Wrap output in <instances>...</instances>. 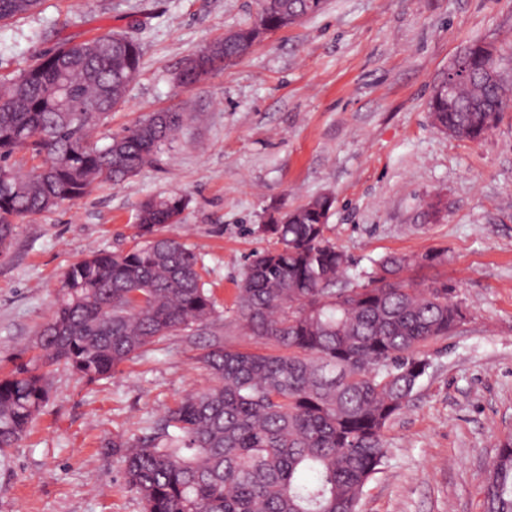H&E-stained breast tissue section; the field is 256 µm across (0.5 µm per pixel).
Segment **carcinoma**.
<instances>
[{
    "mask_svg": "<svg viewBox=\"0 0 512 512\" xmlns=\"http://www.w3.org/2000/svg\"><path fill=\"white\" fill-rule=\"evenodd\" d=\"M41 0H0V23ZM325 0H262L256 22L188 56L183 87L224 59L241 56L282 14L317 15ZM142 48L113 32L64 39L27 69L0 82V252L17 221L73 202L96 185L138 174L175 142L187 113L153 112L100 147L90 133L125 101ZM466 72L450 97L432 94L434 126L477 141L508 105L495 60L476 42L458 56ZM34 161L22 173L17 155ZM187 206L172 194L138 210V241L127 251L92 252L59 281L55 310L26 362L0 373V451L30 429L50 397V368L64 363L88 381L175 333L213 319L197 257L162 228ZM329 195L273 212L256 232L278 247L253 254L237 284L235 315L273 353L231 350L221 336L198 362L211 384L167 408L149 432L112 441L124 486L143 512H356L385 465V430L412 400L430 367L429 342L457 329L464 307L435 280L413 288L401 274L436 266L444 254L389 255L349 274L351 257L326 236ZM483 512H512V435L487 467Z\"/></svg>",
    "mask_w": 512,
    "mask_h": 512,
    "instance_id": "cac0c4a2",
    "label": "carcinoma"
}]
</instances>
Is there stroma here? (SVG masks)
<instances>
[{"instance_id":"35a3bbf8","label":"stroma","mask_w":512,"mask_h":512,"mask_svg":"<svg viewBox=\"0 0 512 512\" xmlns=\"http://www.w3.org/2000/svg\"><path fill=\"white\" fill-rule=\"evenodd\" d=\"M257 12L258 0H42L0 25L7 78L65 38L138 39L141 71L99 145L152 112L192 115L152 166L20 221L0 254V372L33 354L65 270L91 252L129 248L137 211L155 196L187 199L174 231L216 304L208 324L149 346L111 378L88 382L53 366L48 403L0 454V512H142L112 439L142 436L209 386L197 357L211 337L272 352L238 325L236 285L252 254L276 246L256 226L324 194L334 200L326 234L355 270L389 254L445 253L444 264L404 277L415 287L447 281L469 309L464 325L426 347L430 367L389 423L387 464L357 510L482 512L486 465L512 433V106L472 142L438 132L428 101L473 42L493 45L512 71V0H327L201 83L175 84L184 58Z\"/></svg>"}]
</instances>
